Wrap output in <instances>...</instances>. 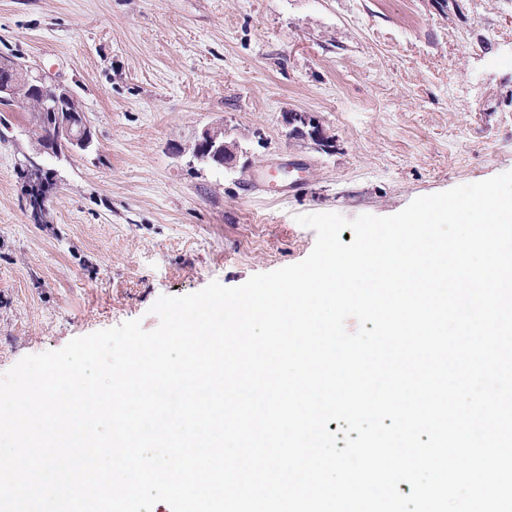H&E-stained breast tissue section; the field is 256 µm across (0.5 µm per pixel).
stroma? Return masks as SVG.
Masks as SVG:
<instances>
[{
  "label": "stroma",
  "instance_id": "stroma-1",
  "mask_svg": "<svg viewBox=\"0 0 512 512\" xmlns=\"http://www.w3.org/2000/svg\"><path fill=\"white\" fill-rule=\"evenodd\" d=\"M0 55L73 91L99 143L41 157L57 186L34 213L29 115L0 106V374L301 262L299 215L389 216L512 171V0H0ZM216 126L235 169L186 152ZM292 161L304 188L270 190Z\"/></svg>",
  "mask_w": 512,
  "mask_h": 512
}]
</instances>
